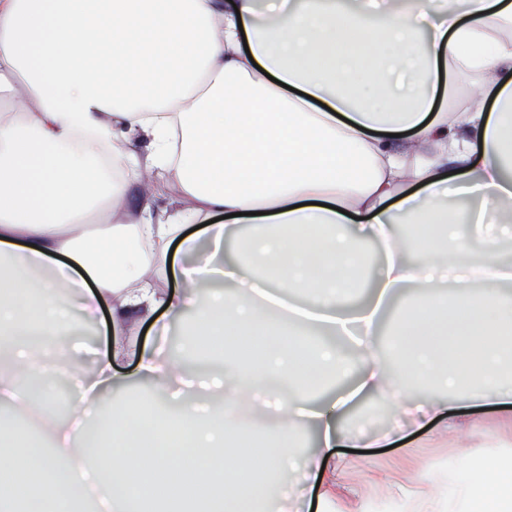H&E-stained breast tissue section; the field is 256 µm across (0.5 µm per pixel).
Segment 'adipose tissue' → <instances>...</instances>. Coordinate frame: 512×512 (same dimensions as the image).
<instances>
[{
	"label": "adipose tissue",
	"mask_w": 512,
	"mask_h": 512,
	"mask_svg": "<svg viewBox=\"0 0 512 512\" xmlns=\"http://www.w3.org/2000/svg\"><path fill=\"white\" fill-rule=\"evenodd\" d=\"M358 3L0 0V470L19 479L0 512H83L89 488L99 512H281L310 488L333 512L353 400L393 408L381 443L458 399L512 406V265L492 230L512 209V0ZM462 76L461 106L439 101ZM147 176L166 206L126 208ZM364 242L384 247L376 301L351 312ZM173 250L187 263L169 268ZM412 284L380 359L377 304ZM104 306L112 349L91 378L66 336ZM187 310L176 356L168 320ZM147 321L157 340L134 346ZM215 335L223 373L188 371ZM133 375L147 399L97 409L98 387ZM64 384L69 411L51 415ZM235 469L251 480L225 483ZM449 483L388 492L403 512H512L498 459L461 456Z\"/></svg>",
	"instance_id": "adipose-tissue-1"
}]
</instances>
